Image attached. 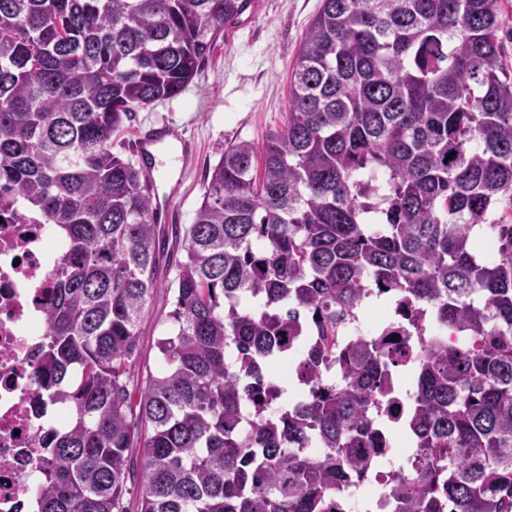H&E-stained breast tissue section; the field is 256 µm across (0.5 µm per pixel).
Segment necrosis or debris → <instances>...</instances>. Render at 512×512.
Instances as JSON below:
<instances>
[{"label":"necrosis or debris","mask_w":512,"mask_h":512,"mask_svg":"<svg viewBox=\"0 0 512 512\" xmlns=\"http://www.w3.org/2000/svg\"><path fill=\"white\" fill-rule=\"evenodd\" d=\"M59 245L46 224H0V512H32L41 491V438L62 422L36 406L35 368L47 327L42 304L55 283ZM408 311L383 306L376 320L358 314L344 330L349 338L381 337L409 364L419 343L406 325ZM384 468L348 478L338 512H391V474L410 473L418 456L407 438L375 449Z\"/></svg>","instance_id":"necrosis-or-debris-1"}]
</instances>
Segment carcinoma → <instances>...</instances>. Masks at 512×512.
Instances as JSON below:
<instances>
[{"label": "carcinoma", "mask_w": 512, "mask_h": 512, "mask_svg": "<svg viewBox=\"0 0 512 512\" xmlns=\"http://www.w3.org/2000/svg\"><path fill=\"white\" fill-rule=\"evenodd\" d=\"M249 6L0 0V218L63 243L40 362L67 421L43 436L37 512H128L133 489L139 512H331L372 466L392 393L385 344L342 343L343 325L388 294L472 338L419 350L420 458L392 479L394 512H512V224L491 219L512 208L499 0H322L285 123L209 172L162 370L138 387L161 229L112 136L180 96ZM298 340L307 394L289 407L267 365ZM331 361L340 383L321 377Z\"/></svg>", "instance_id": "carcinoma-1"}]
</instances>
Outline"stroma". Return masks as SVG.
<instances>
[{
	"mask_svg": "<svg viewBox=\"0 0 512 512\" xmlns=\"http://www.w3.org/2000/svg\"><path fill=\"white\" fill-rule=\"evenodd\" d=\"M322 0H256L239 28L220 39L198 76L178 98L135 112L114 137L115 149L130 156L142 128L166 122L177 133L194 138L198 149L181 174L158 171L162 185L176 184L174 203L182 223H192L208 183V171L222 150L241 139L262 143L283 125L288 108L289 78L296 49ZM185 257L179 240L167 237L159 255L158 284L141 328L139 376L157 373L156 340L168 326L174 308L169 282Z\"/></svg>",
	"mask_w": 512,
	"mask_h": 512,
	"instance_id": "1",
	"label": "stroma"
}]
</instances>
